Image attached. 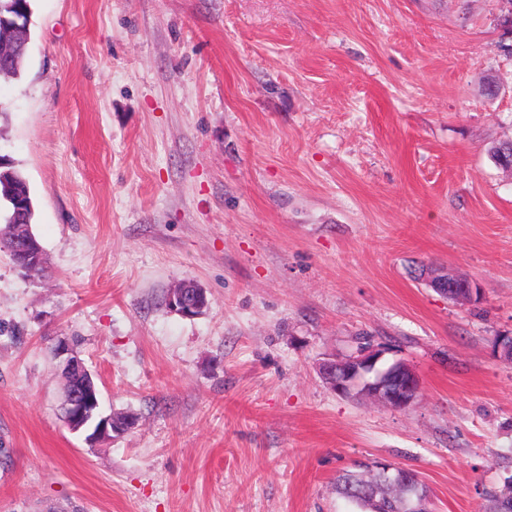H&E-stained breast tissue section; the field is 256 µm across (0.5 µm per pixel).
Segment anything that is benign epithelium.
I'll list each match as a JSON object with an SVG mask.
<instances>
[{
  "mask_svg": "<svg viewBox=\"0 0 512 512\" xmlns=\"http://www.w3.org/2000/svg\"><path fill=\"white\" fill-rule=\"evenodd\" d=\"M500 38H512V5L501 0L497 15ZM20 255L27 269L42 264V256L28 239L22 238ZM428 285L442 294L456 288L467 289L469 297H475L476 285L472 281L461 282L458 276L448 272L432 271L425 276ZM171 309L185 317H193L208 306L207 296L191 293L183 286L172 289L166 298ZM53 355L61 360L63 386L61 392L62 419L73 433H87L85 441L90 447L120 436L134 428L137 417L104 416L100 412V401L90 372L78 352L69 342L60 340L53 347ZM382 350L374 347L357 349L345 359H327L319 366L322 380L337 393L347 395L356 389L392 410H406L413 406L420 393V379L411 365L396 361L384 370L377 369L382 358ZM370 467L391 475L397 482L406 486H417L421 482L418 473L387 462H374Z\"/></svg>",
  "mask_w": 512,
  "mask_h": 512,
  "instance_id": "1",
  "label": "benign epithelium"
}]
</instances>
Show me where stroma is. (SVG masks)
<instances>
[{
  "label": "stroma",
  "mask_w": 512,
  "mask_h": 512,
  "mask_svg": "<svg viewBox=\"0 0 512 512\" xmlns=\"http://www.w3.org/2000/svg\"><path fill=\"white\" fill-rule=\"evenodd\" d=\"M32 8L0 155L29 184L49 275L0 251V512H357L334 483L358 460L417 471L436 512L487 507L512 475L497 0ZM183 282L202 315L166 307ZM364 335L419 375L410 409L321 379ZM62 339L131 432L91 448L64 426ZM426 274L427 276L425 275L424 278L428 285L442 294L448 296V292L451 290L454 291L456 288H465L467 289V294L470 299H474L475 297V289L477 287L469 279V281L460 282L457 275L449 274L448 271H431Z\"/></svg>",
  "instance_id": "1"
}]
</instances>
